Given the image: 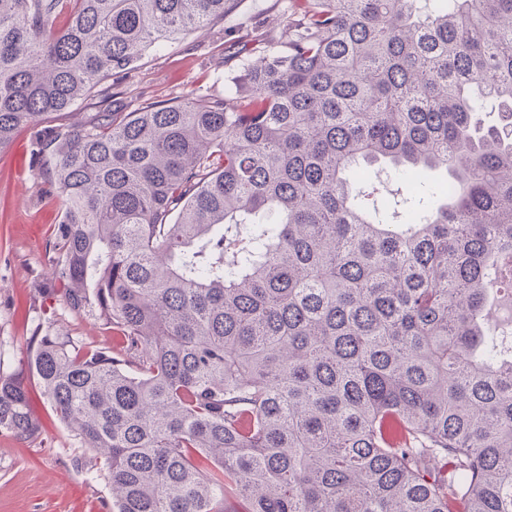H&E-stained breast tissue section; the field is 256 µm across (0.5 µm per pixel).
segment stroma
Here are the masks:
<instances>
[{
	"instance_id": "1",
	"label": "stroma",
	"mask_w": 512,
	"mask_h": 512,
	"mask_svg": "<svg viewBox=\"0 0 512 512\" xmlns=\"http://www.w3.org/2000/svg\"><path fill=\"white\" fill-rule=\"evenodd\" d=\"M293 0H226L223 20L150 49L125 70L113 73L119 104H142L191 92H230L238 45L258 52L280 49L282 22ZM33 133L20 129L0 150V375L24 372L36 326L58 329L80 340L111 346L112 331L100 321L65 309L54 279L52 242L64 205L33 154ZM36 441L0 431V512H112L104 475L78 473V442L35 402Z\"/></svg>"
}]
</instances>
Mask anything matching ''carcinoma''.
<instances>
[{
	"label": "carcinoma",
	"instance_id": "1",
	"mask_svg": "<svg viewBox=\"0 0 512 512\" xmlns=\"http://www.w3.org/2000/svg\"><path fill=\"white\" fill-rule=\"evenodd\" d=\"M224 2L0 0V149L42 126L62 304L113 333L30 337L80 470L115 512H512V0H303L234 91L119 111ZM31 402L0 376V431Z\"/></svg>",
	"mask_w": 512,
	"mask_h": 512
}]
</instances>
